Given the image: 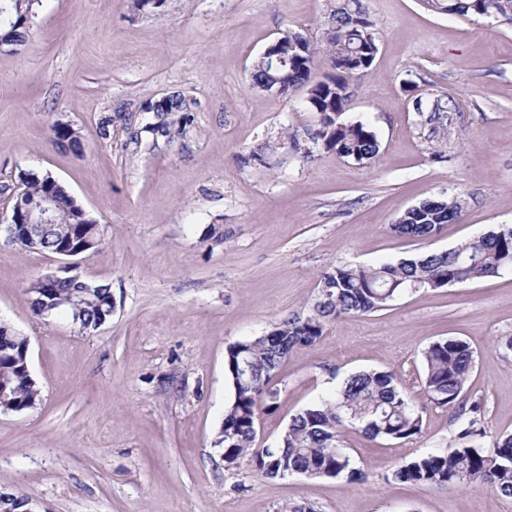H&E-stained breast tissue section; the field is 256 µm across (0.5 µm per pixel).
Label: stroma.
Masks as SVG:
<instances>
[{
    "instance_id": "obj_1",
    "label": "stroma",
    "mask_w": 512,
    "mask_h": 512,
    "mask_svg": "<svg viewBox=\"0 0 512 512\" xmlns=\"http://www.w3.org/2000/svg\"><path fill=\"white\" fill-rule=\"evenodd\" d=\"M378 53L353 80L346 114L375 131L371 162L323 143L302 158L287 134L317 129L303 93L254 87V59L285 31L323 46L334 0H39L22 54H0V185L51 173L100 226L103 249L79 273L110 285V321L85 332L32 314L25 289L54 255L0 243V324L29 339L42 400L0 413V494L38 512H512L473 485L439 490L394 479L403 461L443 452L459 424L421 402L407 443L345 441L361 478L259 476L225 468L218 433L233 391L225 351L290 314L313 311L320 274L443 251L512 226V25L431 13L420 0H362ZM177 94L194 120L182 137L149 138L147 103ZM448 103L438 125L418 105ZM76 128L83 154L51 126ZM464 202L429 241L392 232L410 207ZM455 336L476 353L469 391L485 411L483 445L512 433V270L404 295L368 315L329 319L277 377V408L259 444L364 369L417 387L420 353Z\"/></svg>"
}]
</instances>
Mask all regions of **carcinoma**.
<instances>
[{"label": "carcinoma", "mask_w": 512, "mask_h": 512, "mask_svg": "<svg viewBox=\"0 0 512 512\" xmlns=\"http://www.w3.org/2000/svg\"><path fill=\"white\" fill-rule=\"evenodd\" d=\"M437 13L460 17L480 16L512 24V0H422ZM33 0H0V20L14 23L10 55L26 46ZM332 32L325 51L312 43L288 64V92L306 89V101L321 116L319 128L308 138L326 140L327 149L341 158L370 161L380 151L376 133L361 121L344 117L350 98V81L369 71L378 50L373 23L361 0H338L330 13ZM361 50V60L348 70L336 67V56L345 49ZM325 56L333 73L311 82L320 56ZM274 72L260 60L252 63L250 79L259 89H272ZM157 122L146 131L171 139L183 135L193 122L184 100L156 102ZM51 130L55 142L75 154L84 145L79 132L62 121ZM22 202L36 206L45 197L54 199L58 223L41 237L40 251L55 254L82 246L95 256L103 249L97 221L70 196L66 187L46 173H35L22 188ZM463 203L458 197L425 200L406 210L391 225L401 237L429 240L449 223L461 218ZM512 269V228H497L473 237L451 249L403 259L378 267L336 265L318 280L319 300L314 314H292L261 336L230 344L225 353V376L233 389V400L224 413V467L230 469L248 460L265 479L290 474L313 478L357 480L351 455L344 442L348 427L366 437L383 441L409 442L422 433L421 408L406 390V384L390 371H360L348 376L336 392L310 405L290 420L276 447H257V425L261 414L273 410L279 394L276 373L299 347H310L323 335L325 320L341 314L367 315L390 306L406 291L435 290L463 285ZM31 312L48 318L58 311L79 317V328L90 331L112 318V289L95 284L92 291L62 279L47 283L39 278L26 287ZM28 339L0 325V385L9 394L8 410L22 412L37 405L40 387L26 364ZM421 390L431 404L448 407L461 420L457 444L443 453H424L393 472L395 480L438 489L482 485L499 497L512 498V434H501L485 448L476 443L484 435L483 403L468 395L467 383L475 368L474 351L457 337L431 342L421 351Z\"/></svg>", "instance_id": "carcinoma-1"}]
</instances>
